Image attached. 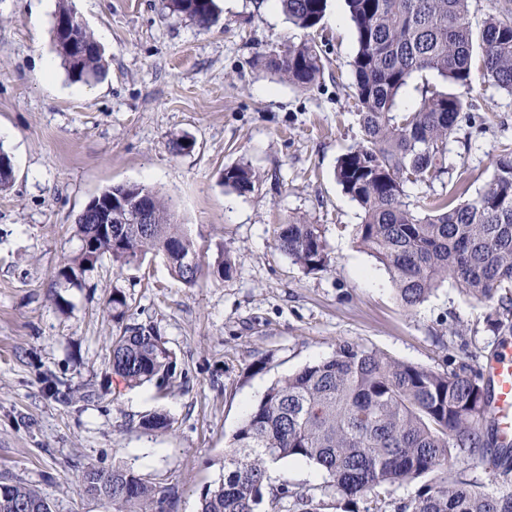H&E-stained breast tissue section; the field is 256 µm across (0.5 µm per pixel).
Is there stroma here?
Returning a JSON list of instances; mask_svg holds the SVG:
<instances>
[{"label":"stroma","instance_id":"35a3bbf8","mask_svg":"<svg viewBox=\"0 0 512 512\" xmlns=\"http://www.w3.org/2000/svg\"><path fill=\"white\" fill-rule=\"evenodd\" d=\"M61 1L0 0V147L14 164L0 190V483L37 487L53 512H105L80 495L78 474L126 464L175 487L174 512H196L246 409L343 342L437 371L481 369L512 342L487 331L485 306L450 281L404 310L388 272L355 243L360 209L335 178L361 139L345 0H328L309 30L275 0H215L207 29L165 0H65L104 52L107 74L89 82L69 77L56 51ZM304 41L326 63L309 89L263 60ZM468 95L490 125L451 139L460 161L441 180L406 186L414 211L459 184L476 196L512 143V95L478 78ZM175 138L192 149L172 152ZM242 163L261 176L244 193L224 184L225 168ZM119 183L167 200L207 256L227 247L233 276L190 287L150 254L120 270L103 262L79 286L60 279L63 258L81 248L79 214ZM291 218L324 225L326 271L305 274L274 249V226ZM116 288L129 303L121 321L107 309ZM125 323L154 325L174 352L167 390L113 373L112 337ZM61 384L70 399L55 394ZM153 412L167 415V430L139 429Z\"/></svg>","mask_w":512,"mask_h":512}]
</instances>
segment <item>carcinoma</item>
<instances>
[{
    "mask_svg": "<svg viewBox=\"0 0 512 512\" xmlns=\"http://www.w3.org/2000/svg\"><path fill=\"white\" fill-rule=\"evenodd\" d=\"M174 13L200 27L215 20L214 0H167ZM282 13L300 29L323 19L327 0H278ZM470 0H346L355 30L351 61L352 95L358 108L361 141L340 156L336 177L361 210L355 227L357 246L388 271L397 298L406 309L424 302L447 280L485 304L487 330H512V144L494 160L488 187L474 198L457 187L432 200L424 214L405 201L408 184H431L453 169L448 142L476 118L465 98L436 84L423 86L420 103L395 111L396 99L415 74L430 72L442 82L467 87L475 53L484 82L512 94V0L489 15L479 31L469 21ZM58 17L76 24V35L96 43L68 7ZM54 41L69 75L89 81L104 75L101 52L75 58L68 40ZM266 66L288 83L312 87L325 64L307 42L266 56ZM0 190L10 186L14 165L0 148ZM259 175L245 164L224 170V184L244 192ZM152 202V224L137 234L134 224H114L112 234L94 233L93 220L79 215L81 241L94 248L62 260L58 277L80 283L104 259L122 268L147 254L162 256L171 273L193 286L204 277L228 279L234 266L220 250L204 260L196 241L165 200L139 184H117L102 193L131 205L141 195ZM274 248L305 273L331 263L325 228L299 219L278 224ZM196 260L186 272L187 256ZM112 371L136 387H165L176 361L151 326L129 325L112 337ZM490 389L468 364L447 371L413 365L346 341L332 356L303 367L270 386L249 409L224 448L223 475L205 487L198 512H320L332 500L364 503V512H383L389 488L422 480L418 497L395 512H512V448L498 440L491 419ZM170 426L162 413L143 416L138 428L159 432ZM487 455L502 468V485L488 490L452 474L462 457ZM283 461L306 462L324 475L306 491L276 484L270 468ZM80 494L98 499L108 512H171L176 490L161 487L131 466L103 471L93 466L78 477ZM0 512H52L50 502L26 483L0 487Z\"/></svg>",
    "mask_w": 512,
    "mask_h": 512,
    "instance_id": "1",
    "label": "carcinoma"
}]
</instances>
